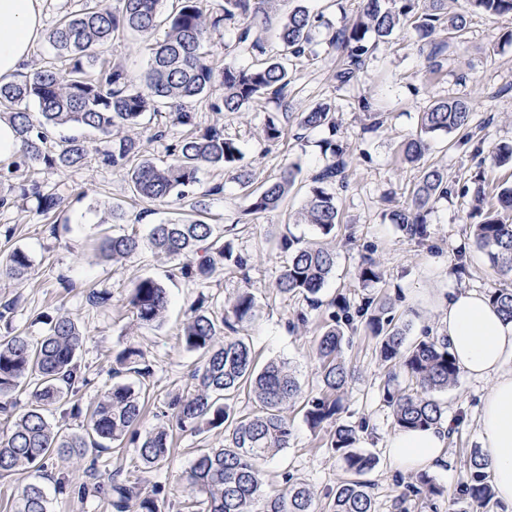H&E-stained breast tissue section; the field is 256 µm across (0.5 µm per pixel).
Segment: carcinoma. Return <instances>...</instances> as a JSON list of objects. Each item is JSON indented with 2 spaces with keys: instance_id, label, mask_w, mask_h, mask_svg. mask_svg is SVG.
Listing matches in <instances>:
<instances>
[{
  "instance_id": "1",
  "label": "carcinoma",
  "mask_w": 512,
  "mask_h": 512,
  "mask_svg": "<svg viewBox=\"0 0 512 512\" xmlns=\"http://www.w3.org/2000/svg\"><path fill=\"white\" fill-rule=\"evenodd\" d=\"M202 2L176 0L164 16L162 0H119L117 8L103 0H88L83 9L64 15L51 30L56 63L24 80H0V119L12 122L22 144L7 173L41 162L61 171L83 165L84 143L75 136L63 139L57 152H46L50 127L79 126L111 138L112 148L103 155L102 162L126 171L136 196L150 203L174 196L189 203L190 210L152 225L144 241L130 235L102 236L96 243L99 253L120 265L146 246L178 262L181 278L197 286L208 283L226 266L243 272L248 268L247 256L236 250L232 240L224 238V229L210 223L206 210L194 200L201 168L234 169L249 199V211L260 214L280 207L295 185L300 167L290 164L277 180L252 189L254 174L244 162L239 144L222 128L199 127L196 113L185 109L186 101L207 97L217 83L224 87L222 103L213 105L218 112H243L262 98L287 100L292 77L286 60L309 56L313 34L320 28L326 30L328 45L340 51L335 79L344 87L364 72L375 49L369 38L385 43L410 24L430 47L427 59L432 60L443 51V46L432 40L437 29H446L448 37L453 38L468 23L467 15L448 13L447 0H362L357 15L338 29L323 15L298 5L288 12L280 31L285 59H265L245 67L227 62L218 69L205 56L207 26L216 27L241 15L255 18L277 0H224L222 14L209 25ZM469 4L475 11L512 14V0H469ZM160 27L165 28L164 37L151 48L150 63L139 86H134L119 66L103 67L96 73L87 70L108 42L128 33L152 35ZM236 46L255 57L265 54L248 26L238 30ZM29 101L38 106L37 120L19 108ZM162 108L168 109L172 124L186 130L183 138L167 145L169 163L159 165L140 158L139 143L132 137L112 138L114 131L138 125L145 114H155ZM471 117L468 104L462 100L431 104L421 115L419 131L401 143L403 160L420 164L430 149L432 134L465 130ZM299 125L306 131L326 128L330 133L323 139L322 148L331 155L332 162L311 178L301 220L319 236L333 238L339 224L333 186H344L347 167L344 150L336 143L339 123L331 107L320 104L300 113ZM450 194L447 175L435 166H423L412 205L393 211L391 220L407 235L420 239L426 233L430 204ZM29 197L35 198L37 210L44 214L59 210L65 200L63 190L43 192L36 184L23 189L22 199ZM472 235L493 270L501 276H512V223L492 206L480 223L472 225ZM278 247L288 254L276 283L279 293L301 295L310 306H322L323 287L336 266V248L284 233ZM30 267L29 255L15 249L0 266V273L18 278ZM357 275L365 285L380 279L376 263L368 257L359 264ZM489 299L512 320V289H496ZM128 306L139 324L158 325L168 307L167 288L153 276H141L133 282ZM331 306L338 307L341 315L326 325L317 340L315 359L322 389L319 395L305 400L303 417L313 431L331 427L328 450L340 461L344 473L330 499L329 512H375L371 484L364 476L376 467L377 459L357 447L360 434L356 428L341 422L342 395L352 379L342 355L345 329L354 317L364 319L380 359L399 368L410 380V389L388 382L382 390V400L399 430L422 429L442 420L444 409L435 394L457 380L459 369L443 339L426 336L407 342V326L395 322L385 301L370 298L354 310L347 303L338 306L333 301ZM189 309L181 343L201 357V365L192 374L195 389L171 396L157 417L198 434L224 429V442L202 450L187 472L190 492L203 497V512H315L316 493L307 481L287 476L283 488H272L261 468L263 461L288 447L292 424L287 410L301 394V387L288 362L271 359L258 365L250 343L239 335L243 325L259 311L254 290L248 286L238 289L229 305L220 308L200 296ZM43 323L46 332L37 340L21 332L0 334V412L10 422L9 430L0 435V476L41 472L59 459H88L92 468L108 444L120 446L125 440L136 445L145 466L165 462L171 447L169 428L162 424L143 438L136 430L149 400L145 386L116 383L100 393L80 432H65L53 426L46 415L48 409L54 407L64 415L74 412L68 404L80 388L87 386L77 358L83 336L67 316L46 314ZM114 363V377L150 374L142 352L133 346L119 351ZM24 385L32 388V403L16 414L11 411L9 397ZM243 390L253 395L258 410L246 414L236 411L234 401ZM412 491L426 497L444 493L425 470L418 475ZM159 493L157 487L150 494H142L114 479L107 490L112 512H160ZM459 493L478 504L494 497L488 461L478 448L470 453ZM14 512H50L45 487L35 479L22 484Z\"/></svg>"
}]
</instances>
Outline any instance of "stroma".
Segmentation results:
<instances>
[{
    "label": "stroma",
    "instance_id": "1",
    "mask_svg": "<svg viewBox=\"0 0 512 512\" xmlns=\"http://www.w3.org/2000/svg\"><path fill=\"white\" fill-rule=\"evenodd\" d=\"M289 6V0H277L259 18L239 17L211 30L205 43L208 59L218 66L230 60L242 66L251 64L250 55L233 50L237 32L245 26L251 27L253 36L263 42L267 56H278L276 34ZM511 31L512 15L485 13L471 14L466 30L456 38L437 31L436 41H447L448 46L438 58L439 72L432 75L419 53L416 30L405 27L390 42L379 45L357 83L340 88L333 79L338 53L327 45L326 33L320 30L314 35L309 57L292 71L287 102L264 99L243 112H216L210 104L224 95L223 87L218 85L207 98L190 103L201 126L222 127L238 142L256 183L279 178L284 166L291 163L301 167L300 182L278 210L252 214L233 169L200 171L197 198L207 206L211 217L223 224L225 237L234 240L248 256V269H225L202 287L180 278L168 281L170 303L158 326L138 324L127 297L138 276L165 279L170 260L145 248L117 268L100 257L95 240L103 231L146 237L150 225L175 216L181 203L172 199L144 212L142 202L133 196L126 172L102 163V155L110 147L108 140L98 133L82 131L87 149L84 166L63 172L41 163L23 174L25 180L45 191L64 187L67 200L62 215L39 214L31 203L0 207V261L20 248L29 254L32 263L22 278L0 274V301L11 299L16 303L13 328L33 338L41 336L44 326L36 317L42 312L64 313L77 323L84 337L79 361L90 380L75 399L82 413L89 411L97 394L111 386L115 353L129 345L140 348L152 368L148 384L156 396L138 426L139 434L144 435L157 426L156 414L166 397L188 391V375L200 363L199 354L186 351L179 336L191 302L201 295L221 305L228 303L238 288L249 282L257 293L260 313L245 328L243 336L257 361L287 360L303 396L317 395L313 351L328 312L324 306L310 308L302 296L277 292L275 282L284 257L275 241L288 231L309 241L316 238L310 227L299 223L298 217L312 176L331 158L319 146L326 131H302L299 114L326 103L336 110L340 125L336 140L344 149L348 166L347 186L336 194L341 218L334 241L338 257L336 269L321 293L324 304L343 297L355 308L365 298H382L390 303L396 316L408 323L409 340L436 334L442 307L429 294L447 288L449 280L486 293L512 288V279L497 275L485 253L475 247L469 231L474 222L471 199L457 193L464 186L470 192L477 190L483 183L510 186L512 167L479 162L472 146L459 145L458 134L433 135L423 162L443 169L454 192L433 203L426 216L425 237L412 239L390 219L391 211L409 203L419 177L418 167L402 163L399 144L417 131L422 112L434 100L446 97L469 103L473 123L481 128L484 150H491L498 143H512V44L505 40ZM148 60L145 39L132 34L109 44L98 56L100 64L120 66L136 81L144 74ZM362 97L382 112L384 123L380 128L368 129L358 105ZM270 118L284 129L276 144L264 139V124ZM159 129L165 130V139L155 138ZM183 133V128L171 125L164 113L144 120L133 131L142 155L156 162L166 159V144ZM217 184L222 185V192L211 194V187ZM116 205L125 212L120 224L112 221V208ZM365 257L373 258L382 274L378 283L368 286L356 276ZM92 289L110 291L111 306H88L85 297ZM344 358L353 377L343 396L342 421L364 426L373 442L377 465L367 479L376 512H502L498 501L481 507L457 493L467 456L479 445L476 418L483 383L462 375L439 395L445 415L452 421L448 461L430 469L429 474L445 493L428 498L410 491L415 472L397 466L386 448L395 427L389 408L380 398L381 390L389 379L397 387H406L407 377L401 372L391 373L389 366L380 361L361 320L346 331ZM288 415L293 436L287 448L264 464L266 478L276 486L281 485L287 473L306 480L318 493L319 512H328L326 494L335 489L342 477L335 457L325 446L328 433L308 428L300 405L289 407ZM223 439L220 429L207 432L202 439L188 431H175L169 459L154 468L141 463L134 446L119 451L109 449L101 453L96 474L104 481L114 477L134 484L146 493L161 487V512H180L188 494L186 473L201 444L216 445ZM57 477L54 469L41 474L52 512H112L108 498L101 494H57Z\"/></svg>",
    "mask_w": 512,
    "mask_h": 512
}]
</instances>
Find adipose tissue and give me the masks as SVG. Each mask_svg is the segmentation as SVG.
Instances as JSON below:
<instances>
[{
  "label": "adipose tissue",
  "instance_id": "1",
  "mask_svg": "<svg viewBox=\"0 0 512 512\" xmlns=\"http://www.w3.org/2000/svg\"><path fill=\"white\" fill-rule=\"evenodd\" d=\"M44 35L43 0H0V77L25 69ZM439 335L467 377L486 382L477 420L483 453L490 464L498 501L512 512V320L478 290L460 288L444 299ZM448 422L416 431H397L389 442L392 460L406 469L443 460Z\"/></svg>",
  "mask_w": 512,
  "mask_h": 512
}]
</instances>
